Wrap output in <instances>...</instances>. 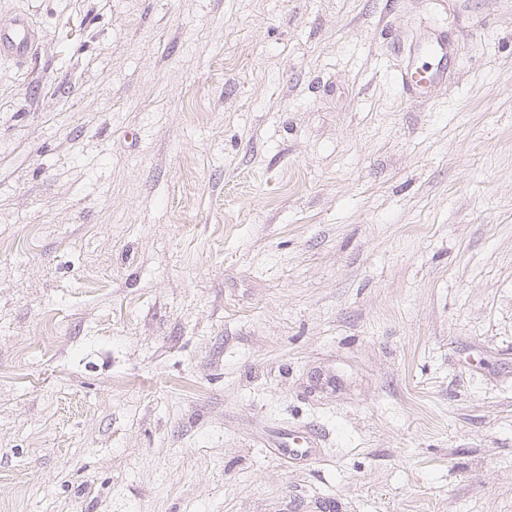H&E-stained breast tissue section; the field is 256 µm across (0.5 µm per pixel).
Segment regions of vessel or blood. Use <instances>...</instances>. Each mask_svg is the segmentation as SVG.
Returning a JSON list of instances; mask_svg holds the SVG:
<instances>
[{
  "mask_svg": "<svg viewBox=\"0 0 512 512\" xmlns=\"http://www.w3.org/2000/svg\"><path fill=\"white\" fill-rule=\"evenodd\" d=\"M38 40L39 32L25 11H12L7 20L0 21L1 60L24 61L34 51ZM457 51L444 25L430 28L412 43L399 56L395 69L403 100L428 103L432 89L451 79ZM316 447V437H299L288 432L281 436L275 450L293 462L309 457Z\"/></svg>",
  "mask_w": 512,
  "mask_h": 512,
  "instance_id": "1",
  "label": "vessel or blood"
}]
</instances>
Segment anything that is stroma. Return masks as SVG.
<instances>
[{"instance_id": "stroma-1", "label": "stroma", "mask_w": 512, "mask_h": 512, "mask_svg": "<svg viewBox=\"0 0 512 512\" xmlns=\"http://www.w3.org/2000/svg\"><path fill=\"white\" fill-rule=\"evenodd\" d=\"M13 9L0 512H512V0ZM38 40V29L25 11L13 10L7 20L0 21L1 60L21 63L34 51ZM450 27L430 28L399 56L395 80L405 102L428 103L432 89L451 79L458 48L448 36ZM317 448V436L298 437L291 432L283 433L277 442L275 451L288 462L305 459L312 455Z\"/></svg>"}]
</instances>
